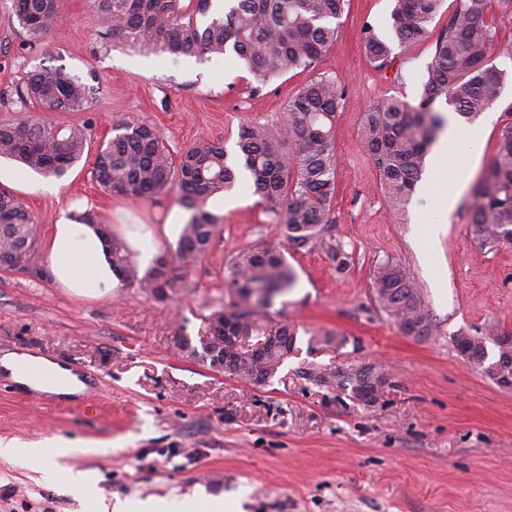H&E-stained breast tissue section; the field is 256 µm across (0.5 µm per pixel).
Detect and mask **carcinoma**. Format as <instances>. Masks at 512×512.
Masks as SVG:
<instances>
[{"label":"carcinoma","instance_id":"1","mask_svg":"<svg viewBox=\"0 0 512 512\" xmlns=\"http://www.w3.org/2000/svg\"><path fill=\"white\" fill-rule=\"evenodd\" d=\"M512 8V0H457L454 13L435 42L420 102L387 98L365 113L362 143L378 171L380 186L394 210H404L427 167V156L445 118L436 102L472 122L494 102L507 73L493 64L504 50L494 44L486 20L491 2ZM347 0H92V21L104 34L129 45L171 57L232 55L248 70L251 89L259 92L292 70L313 67L336 42ZM443 0H394L390 30L405 47L430 33ZM13 12L30 45L39 43L58 17L57 0H13ZM364 46L379 69L390 63L392 48L375 29H364ZM22 103L36 102L46 112H78L89 104L87 88L61 67L27 72L17 91ZM341 85L318 77L302 85L282 115L263 123H246L237 134L234 155L224 144L200 139L174 159L160 133L151 126L122 121L97 153L93 179L104 192L133 200H150L178 185L180 204L191 212L183 224L175 254L159 253L139 274L125 243L112 238V267L130 284L138 283L158 300L187 286L188 274L210 251L218 219L206 209L209 198L231 190L243 173L283 226L295 250H326L337 261L345 256L332 240L330 214L336 196L334 133ZM90 133L85 126L55 127L35 119L0 124V157L26 168L63 177L82 157ZM30 211L11 192L0 189V268L26 271L34 259ZM478 239L486 245L512 244V121L499 135L493 161L478 183L471 213ZM295 273L284 252L256 246L239 252L228 264L230 305L209 319L229 322L236 335L264 336L273 331L285 340L265 350L268 375L298 351L296 325L269 319L275 300L293 286ZM376 298L400 330L431 334V322L410 273L397 264L383 265L375 278ZM455 348L486 368L484 345Z\"/></svg>","mask_w":512,"mask_h":512}]
</instances>
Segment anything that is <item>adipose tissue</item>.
<instances>
[{
  "label": "adipose tissue",
  "mask_w": 512,
  "mask_h": 512,
  "mask_svg": "<svg viewBox=\"0 0 512 512\" xmlns=\"http://www.w3.org/2000/svg\"><path fill=\"white\" fill-rule=\"evenodd\" d=\"M46 249L53 280L74 294L108 298L119 284L118 274L112 267L110 243L103 233L102 224L85 220L80 210L70 208L61 211ZM0 369L10 373L19 384L58 395H74L84 388L70 368L31 353L1 355ZM89 450V444L70 440L58 441L53 451L25 449L15 441L0 440V458L38 461L46 482H67L79 496L90 490L86 473L65 467L60 460Z\"/></svg>",
  "instance_id": "1"
}]
</instances>
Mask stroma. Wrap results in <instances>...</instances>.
Returning <instances> with one entry per match:
<instances>
[{
  "label": "stroma",
  "instance_id": "35a3bbf8",
  "mask_svg": "<svg viewBox=\"0 0 512 512\" xmlns=\"http://www.w3.org/2000/svg\"><path fill=\"white\" fill-rule=\"evenodd\" d=\"M393 0H349L335 44L314 68L288 72L252 93L239 62L173 59L133 49L91 22V0H60L43 40L28 45L0 0V122L27 116L54 126L85 125L82 159L43 191L45 178L0 158V188L15 194L39 228L26 272L0 271V353L28 352L71 366L91 390L64 399L0 376V439L26 446L57 438L106 444V452L64 458L93 472L102 505L126 499H179L198 493L236 500L241 512H512V389L491 380L453 343L495 326L512 331V244L484 246L470 222L473 191L512 117V78L471 125L483 156L448 166L465 180L449 223L436 207L447 185L422 179L404 211H394L363 147L369 108L390 97L418 103L433 40L394 47L389 68L369 61L361 30L386 33ZM65 67L89 89L81 112L20 106L16 90L38 65ZM332 77L343 87L336 123V198L332 234L347 255L290 249L265 203L249 186L233 206L211 199L214 246L191 270L184 291L160 301L139 285L89 299L59 288L43 246L59 213L87 203L111 215L112 231L153 228L178 209V188L152 200L111 196L94 181L97 149L113 124L154 126L173 154L199 139L234 149L238 128L283 112L307 81ZM286 251L296 275L269 314L298 328V354L253 384L213 369L179 349L198 342L210 314L230 304L226 267L239 251ZM418 282L431 335L402 333L373 287L385 263ZM332 333L334 345L309 346ZM0 512H97L35 468L0 459Z\"/></svg>",
  "mask_w": 512,
  "mask_h": 512
}]
</instances>
